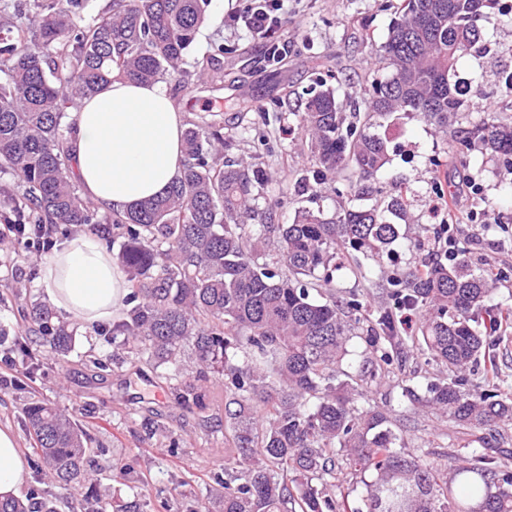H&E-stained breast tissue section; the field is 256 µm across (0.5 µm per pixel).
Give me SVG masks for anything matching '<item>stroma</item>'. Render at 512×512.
I'll list each match as a JSON object with an SVG mask.
<instances>
[{
  "instance_id": "35a3bbf8",
  "label": "stroma",
  "mask_w": 512,
  "mask_h": 512,
  "mask_svg": "<svg viewBox=\"0 0 512 512\" xmlns=\"http://www.w3.org/2000/svg\"><path fill=\"white\" fill-rule=\"evenodd\" d=\"M382 0H282L280 25L274 40L285 45L286 60L279 70L257 66L266 42L233 23L243 0H212L210 11L189 62L205 61L213 44L235 47L234 56L225 57L224 70L231 80L211 86L196 80L168 78L164 86L186 121H195L208 111H222L225 133L235 135L228 158L258 163L272 176V189L281 190V222L292 221L296 210L309 204L308 192L299 187L311 165L303 153L299 135L288 132L294 119L296 95L316 83L338 88L340 93L360 96L362 88L377 73L370 46L384 42L391 20L380 8ZM492 52L484 57L468 55L460 59L459 71L482 85L485 102L491 103L499 121L512 122V99L497 91L499 71L512 72V14L496 8L484 11L482 21ZM277 105L278 120L267 129L266 147H258L247 132L263 107ZM390 161L375 185L383 193L405 186L411 213L421 216V225L402 226V237L383 264L405 271L423 259L409 251L410 239L425 234L436 239L444 221L454 219L451 233L456 248L467 249L473 261L490 262L500 275L493 296L496 303L512 306V188L495 174L494 165L480 151H472L463 164L448 152L447 138L435 134L424 120L403 118L385 124ZM461 183L454 214L430 216L437 178ZM477 184L479 194L470 193ZM491 201L497 217L487 225L481 214V198ZM0 253L13 258L18 281L25 284L31 299L44 301L39 286L42 256L34 249L11 243L0 244ZM0 329L9 336L26 338L42 372L28 381L19 370L8 371V384L0 386V427L16 435L26 460H33L31 442L22 424L23 409L30 398L49 401L74 417L91 438L92 446L106 447L93 456L85 481L75 489H64L50 479L36 481L27 476L20 490L28 497L34 483H41L57 512H78L88 492L99 496L98 505L110 512L113 505L142 501L151 512H207L212 503L207 489L215 473L224 468L228 443L223 433H209L206 422L224 417V393L210 390L203 415L183 412L170 398L167 385L144 360L112 341L111 325L92 330L75 328V348L67 363H58L46 343L30 339V322L23 304L13 296L0 302ZM107 362V370L94 367V360ZM437 365L408 356L400 371L368 383L365 393L376 405L393 409L395 425L402 429L411 453L426 455L428 462H447V423L434 418L399 412L401 390L398 380H408L417 392H425L435 380ZM151 424L167 428V437L145 439L143 427Z\"/></svg>"
}]
</instances>
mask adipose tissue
I'll return each instance as SVG.
<instances>
[{
  "label": "adipose tissue",
  "instance_id": "obj_1",
  "mask_svg": "<svg viewBox=\"0 0 512 512\" xmlns=\"http://www.w3.org/2000/svg\"><path fill=\"white\" fill-rule=\"evenodd\" d=\"M71 173L82 197L123 212L162 195L182 170V112L162 83L113 80L69 113ZM48 300L81 327L122 318L126 276L94 236L66 241L41 262ZM27 462L14 433L0 428V499L16 497Z\"/></svg>",
  "mask_w": 512,
  "mask_h": 512
}]
</instances>
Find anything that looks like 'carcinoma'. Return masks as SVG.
<instances>
[{
    "label": "carcinoma",
    "instance_id": "carcinoma-1",
    "mask_svg": "<svg viewBox=\"0 0 512 512\" xmlns=\"http://www.w3.org/2000/svg\"><path fill=\"white\" fill-rule=\"evenodd\" d=\"M493 0H398L386 40L372 47L385 75L363 89L362 104L311 88L300 97L296 130L313 163L312 199L329 188L356 199L374 191L388 162L387 139L375 131L400 114L448 135L454 155L484 153L512 177V124L484 113L475 129L460 127L479 88L460 77L457 61L490 52L479 26ZM211 0H112L111 13L85 22L83 0H31L30 22L0 27V223L27 225L39 239L80 228L112 236V254L128 282L125 318L112 339L161 369L174 403L206 409L209 375L224 385V428L233 450L209 495L217 512H512V469L504 450L482 441L462 458L448 454V476L406 451L389 412L364 398L361 382L391 364V352L416 348L445 376L426 393L402 396L448 422L461 436L512 423V399L498 394L499 367L489 357L511 308L489 304L498 279L466 256L434 255L398 275L381 265L399 239L391 217H407L406 191L364 207H302L281 224L277 205L257 209L270 184L257 164L220 161L231 146L220 111L190 124L185 158L166 192L125 211H101L85 201L69 175L67 113L114 77L154 83L187 77V54ZM259 223H253V220ZM349 269L390 303L364 316L360 294L336 299V272ZM405 314L415 333L401 329ZM34 332L57 360L73 349L70 323L38 301L27 306ZM366 332L377 361L344 369L351 341ZM29 377L41 370L18 337L0 331V346ZM488 359L486 388L467 372ZM23 423L40 473L67 488L84 479L91 439L69 414L33 400ZM374 479L363 506L338 502L328 489L341 463ZM292 474L286 482L280 473Z\"/></svg>",
    "mask_w": 512,
    "mask_h": 512
}]
</instances>
